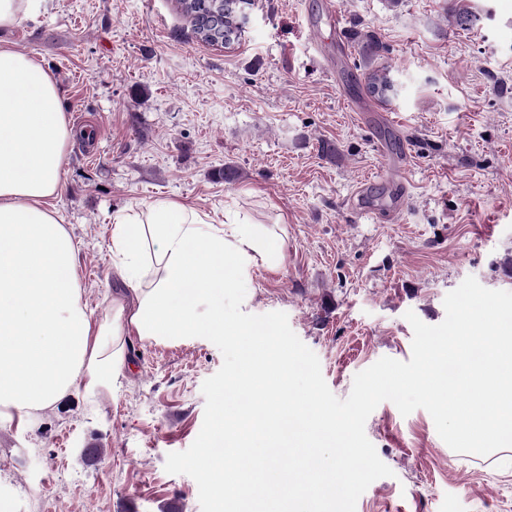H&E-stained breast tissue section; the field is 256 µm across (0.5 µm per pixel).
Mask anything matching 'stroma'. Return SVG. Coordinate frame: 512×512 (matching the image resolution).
Masks as SVG:
<instances>
[{
    "label": "stroma",
    "mask_w": 512,
    "mask_h": 512,
    "mask_svg": "<svg viewBox=\"0 0 512 512\" xmlns=\"http://www.w3.org/2000/svg\"><path fill=\"white\" fill-rule=\"evenodd\" d=\"M334 1L342 47L327 0H255L227 49L198 41L173 0H49L0 38L54 74L82 132L53 204L95 316L124 287L114 211L172 198L219 220L237 212L284 256L245 270L243 311L286 313L344 399L380 358L410 360L406 312L440 324L469 276L512 291V0ZM455 4L478 25H450ZM372 64L391 71L388 103L366 98ZM401 155V209L361 217L359 195L391 205L389 160ZM227 165L239 172L229 184L214 176ZM126 348L111 391L0 422V512H201L194 479L165 462L197 437L201 387L223 356L199 337L131 336ZM365 433L392 474L356 512H512V475L453 451L426 410L382 402Z\"/></svg>",
    "instance_id": "stroma-1"
}]
</instances>
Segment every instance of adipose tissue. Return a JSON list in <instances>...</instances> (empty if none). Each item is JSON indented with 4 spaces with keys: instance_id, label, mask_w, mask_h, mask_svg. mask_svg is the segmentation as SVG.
Instances as JSON below:
<instances>
[{
    "instance_id": "1",
    "label": "adipose tissue",
    "mask_w": 512,
    "mask_h": 512,
    "mask_svg": "<svg viewBox=\"0 0 512 512\" xmlns=\"http://www.w3.org/2000/svg\"><path fill=\"white\" fill-rule=\"evenodd\" d=\"M76 130L54 75L0 44V421L54 407L76 390L111 389L126 339L224 333L229 270L279 263L265 225L214 222L162 199L112 215L114 267L127 290L95 319L76 273V243L50 205Z\"/></svg>"
}]
</instances>
